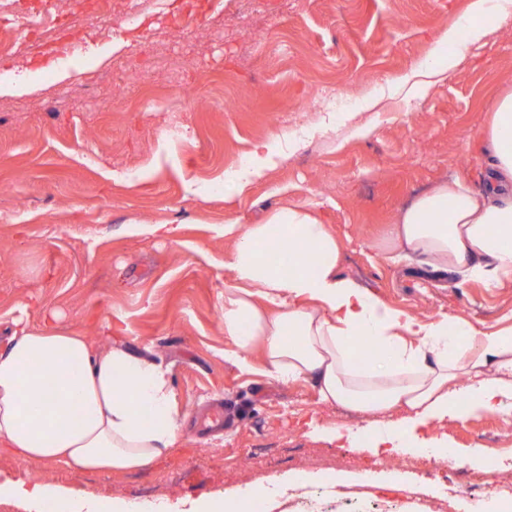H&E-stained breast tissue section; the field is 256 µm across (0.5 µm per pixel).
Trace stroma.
<instances>
[{"mask_svg":"<svg viewBox=\"0 0 512 512\" xmlns=\"http://www.w3.org/2000/svg\"><path fill=\"white\" fill-rule=\"evenodd\" d=\"M258 3L228 36L226 0H112L111 39H87L80 59L46 50L0 58V83L33 87L0 97V345L22 310L33 325L54 321L98 339L109 323L130 350L169 368L186 423L220 400L231 418L221 431L186 426L176 448L134 471L75 473L0 451L1 478L172 510L281 481L321 455L339 458L344 486L366 474L376 484L343 506L317 481L313 512H434L446 491L447 471L427 472L411 456L396 470L389 456L358 452L346 435L366 417L320 404L311 380L270 378L257 351L248 370L225 358L224 214L248 225L283 203L310 208L335 234L343 273L390 306L511 327L512 273L495 288L452 287L414 262L382 259L373 244L436 181L461 174L481 184L492 102L512 89V16L486 22V37L462 45L452 65L439 36L468 26L470 0ZM187 18L191 27L179 29ZM419 63L435 70L433 85L397 89ZM90 71L103 77L87 86ZM324 92L354 109L323 111ZM173 123L183 128L176 142ZM261 141L278 158L237 190L238 159ZM151 224L178 232L160 238ZM447 432L460 454L489 449L491 436L512 435V413L452 422Z\"/></svg>","mask_w":512,"mask_h":512,"instance_id":"obj_1","label":"stroma"}]
</instances>
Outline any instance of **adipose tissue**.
Here are the masks:
<instances>
[{"label":"adipose tissue","mask_w":512,"mask_h":512,"mask_svg":"<svg viewBox=\"0 0 512 512\" xmlns=\"http://www.w3.org/2000/svg\"><path fill=\"white\" fill-rule=\"evenodd\" d=\"M482 187L455 176L401 208L374 246L394 260L497 287L512 272V90L499 94L485 132ZM232 248L224 267V334L243 369L260 349L270 377L311 379L320 403L368 416L373 452L404 449L403 439L435 423L512 412V327L481 329L456 318L421 319L393 308L341 272L328 225L282 205L266 221L240 227L224 216ZM287 254V265L268 260ZM0 349V448L28 461L76 471L132 470L179 442L180 415L168 369L121 342L99 346L57 326L13 321ZM370 350L358 359L355 346ZM46 386L40 400L34 387ZM62 512H144L115 499L75 503L55 485L0 480V498Z\"/></svg>","instance_id":"obj_1"}]
</instances>
